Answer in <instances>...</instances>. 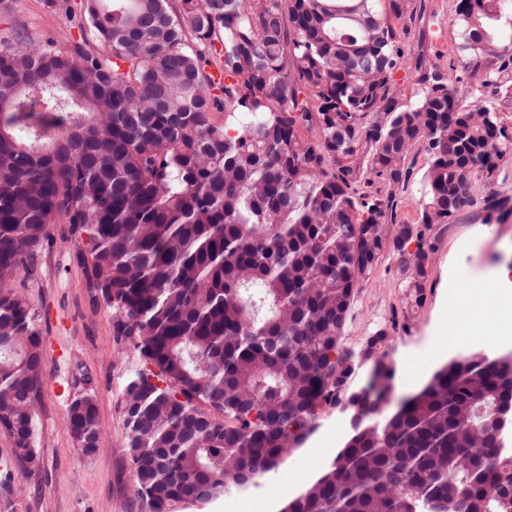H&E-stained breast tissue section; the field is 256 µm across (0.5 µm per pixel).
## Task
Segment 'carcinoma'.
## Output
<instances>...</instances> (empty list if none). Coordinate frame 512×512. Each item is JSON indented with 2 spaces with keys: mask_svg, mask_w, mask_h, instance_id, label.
I'll return each mask as SVG.
<instances>
[{
  "mask_svg": "<svg viewBox=\"0 0 512 512\" xmlns=\"http://www.w3.org/2000/svg\"><path fill=\"white\" fill-rule=\"evenodd\" d=\"M381 3L82 0L70 51L24 31L0 39V432L16 463L40 466L46 355L39 309L9 284L60 221L85 242L94 299L137 361L120 409L146 512L258 485L318 431L322 408L350 436L279 512H512L499 414L512 352L452 357L385 413L387 333L361 355L343 344L383 252L422 287L434 230L512 159L502 115L460 101L455 68L391 93L403 51ZM456 14L464 70L511 97L512 0H458ZM419 142V216L398 224L393 188ZM376 178L386 193L359 190ZM75 385L64 424L94 455L96 391L83 372Z\"/></svg>",
  "mask_w": 512,
  "mask_h": 512,
  "instance_id": "cac0c4a2",
  "label": "carcinoma"
}]
</instances>
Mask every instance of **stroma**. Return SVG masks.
Masks as SVG:
<instances>
[{
    "label": "stroma",
    "instance_id": "obj_1",
    "mask_svg": "<svg viewBox=\"0 0 512 512\" xmlns=\"http://www.w3.org/2000/svg\"><path fill=\"white\" fill-rule=\"evenodd\" d=\"M456 6L457 0H410L404 14L387 13L404 51L394 93L407 97L416 91L418 68L444 71L458 64ZM20 27L53 37L65 51L80 38L76 18L48 8L45 0H15L12 11L0 14V37ZM427 165L424 144H416L405 160L409 179L396 191L398 223L416 222ZM469 192L477 205L445 225L422 288L403 287L397 261L388 253L362 279L344 331L347 348L360 349L382 329L387 333L383 349L395 367L438 365L433 347L438 333L450 329L453 316L449 274L475 275L512 264V160L491 178L474 179ZM49 231L51 245L37 255L32 272L13 283L43 312L46 376L37 418L41 466L31 472L14 466L17 485L0 486V512H144L121 452L122 369L115 362L112 315L92 299L88 275L77 259L82 242L71 235L69 225L56 222ZM81 371L93 379L103 430L102 449L90 456L75 449L63 422L74 393L72 379Z\"/></svg>",
    "mask_w": 512,
    "mask_h": 512
}]
</instances>
